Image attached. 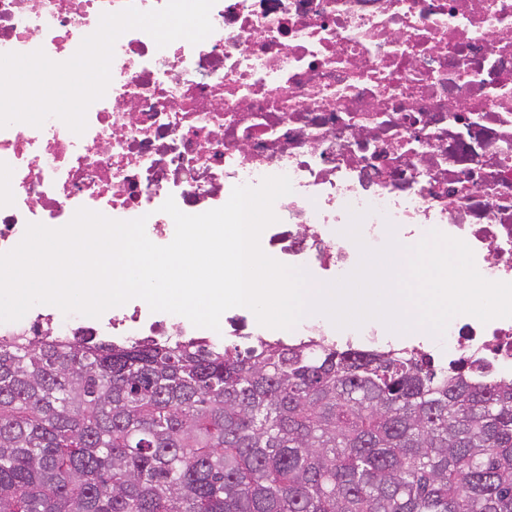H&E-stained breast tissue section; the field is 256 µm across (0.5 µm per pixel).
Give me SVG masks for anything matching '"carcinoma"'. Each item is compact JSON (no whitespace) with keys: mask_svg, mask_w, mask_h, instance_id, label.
<instances>
[{"mask_svg":"<svg viewBox=\"0 0 512 512\" xmlns=\"http://www.w3.org/2000/svg\"><path fill=\"white\" fill-rule=\"evenodd\" d=\"M0 512H512V380L313 340H0Z\"/></svg>","mask_w":512,"mask_h":512,"instance_id":"obj_1","label":"carcinoma"}]
</instances>
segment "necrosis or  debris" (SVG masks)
I'll use <instances>...</instances> for the list:
<instances>
[{
	"mask_svg": "<svg viewBox=\"0 0 512 512\" xmlns=\"http://www.w3.org/2000/svg\"><path fill=\"white\" fill-rule=\"evenodd\" d=\"M0 0V53L63 62L126 3ZM199 44L157 47L141 30L115 43L111 82L75 135L59 119L0 129V253L26 227L69 223L79 208L145 218L223 206L235 186L287 176L293 191L261 242L277 261L328 283L360 245L433 229L464 240L487 280L512 283V0H216ZM363 212L362 244L343 235ZM191 322L135 298L91 318L31 308L0 336H185ZM436 344L492 380L512 379V318L454 317Z\"/></svg>",
	"mask_w": 512,
	"mask_h": 512,
	"instance_id": "4bbe7bcc",
	"label": "necrosis or debris"
}]
</instances>
